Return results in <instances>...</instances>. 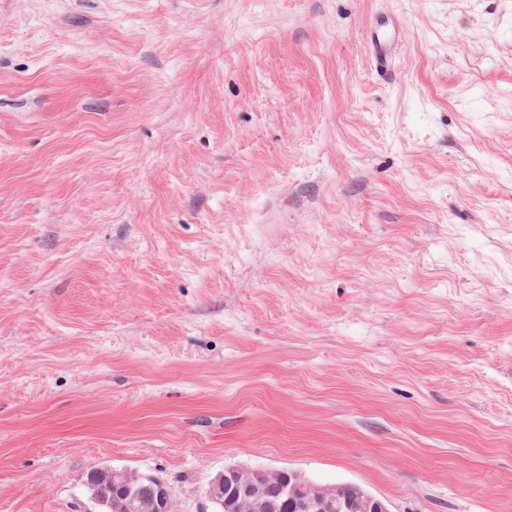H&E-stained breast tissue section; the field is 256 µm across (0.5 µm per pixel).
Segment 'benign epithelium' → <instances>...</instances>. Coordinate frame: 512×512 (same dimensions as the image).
<instances>
[{"label": "benign epithelium", "mask_w": 512, "mask_h": 512, "mask_svg": "<svg viewBox=\"0 0 512 512\" xmlns=\"http://www.w3.org/2000/svg\"><path fill=\"white\" fill-rule=\"evenodd\" d=\"M106 475L101 491L107 492L120 484L129 512H137L143 492L155 499L159 512H170L173 490L164 480L150 476L149 484L137 486L124 472L102 470ZM281 478L278 491L290 502L295 512H389L387 504L366 492L343 499L333 488L316 485L297 471L265 470L237 465L224 468L209 484L208 496L214 503L234 502L239 512H262L260 500L265 498L266 476Z\"/></svg>", "instance_id": "1"}]
</instances>
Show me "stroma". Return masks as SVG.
I'll return each mask as SVG.
<instances>
[{
    "label": "stroma",
    "mask_w": 512,
    "mask_h": 512,
    "mask_svg": "<svg viewBox=\"0 0 512 512\" xmlns=\"http://www.w3.org/2000/svg\"><path fill=\"white\" fill-rule=\"evenodd\" d=\"M105 464L512 512V0H0V512ZM403 34L400 24L386 16L373 22L371 55L374 63L387 70L394 62V51L402 42Z\"/></svg>",
    "instance_id": "1"
}]
</instances>
